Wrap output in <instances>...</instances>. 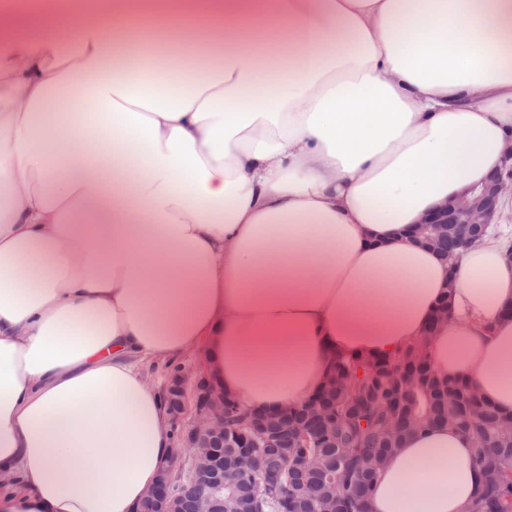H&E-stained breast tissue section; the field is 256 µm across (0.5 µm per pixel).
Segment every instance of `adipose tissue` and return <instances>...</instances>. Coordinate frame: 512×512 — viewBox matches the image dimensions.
<instances>
[{
    "mask_svg": "<svg viewBox=\"0 0 512 512\" xmlns=\"http://www.w3.org/2000/svg\"><path fill=\"white\" fill-rule=\"evenodd\" d=\"M54 5L0 14V512H134L172 446L146 370L190 350L274 412L423 339L512 414V241L411 234L512 148V0ZM479 470L413 432L368 512H464Z\"/></svg>",
    "mask_w": 512,
    "mask_h": 512,
    "instance_id": "obj_1",
    "label": "adipose tissue"
}]
</instances>
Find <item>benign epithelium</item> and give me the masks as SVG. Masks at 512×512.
Listing matches in <instances>:
<instances>
[{"mask_svg":"<svg viewBox=\"0 0 512 512\" xmlns=\"http://www.w3.org/2000/svg\"><path fill=\"white\" fill-rule=\"evenodd\" d=\"M508 193L512 194V150L506 153L502 170L481 187L466 190L427 215L420 223L421 229L413 230V238L424 243L447 229L461 251L474 243L482 229L498 222L502 216L499 198ZM189 398L194 407L192 424L170 448L171 464L184 451L192 452L193 465L183 491L171 490L172 467L169 466L160 471L136 512H182L185 492L192 494L197 512H224V413L235 398L202 369L192 378L178 371L166 389L172 424L181 423Z\"/></svg>","mask_w":512,"mask_h":512,"instance_id":"1","label":"benign epithelium"}]
</instances>
